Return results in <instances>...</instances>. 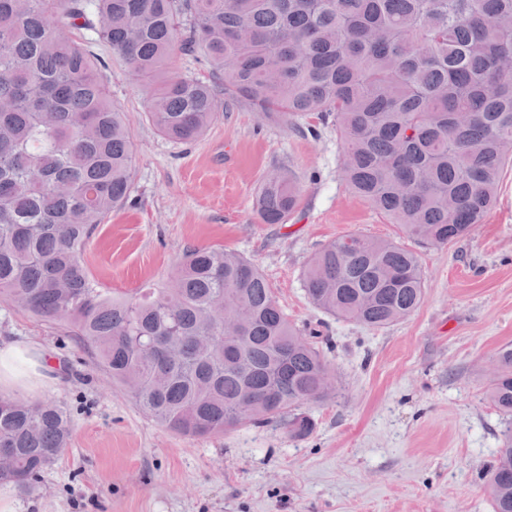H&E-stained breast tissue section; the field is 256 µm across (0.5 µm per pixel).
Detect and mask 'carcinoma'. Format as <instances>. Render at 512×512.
<instances>
[{
    "instance_id": "obj_1",
    "label": "carcinoma",
    "mask_w": 512,
    "mask_h": 512,
    "mask_svg": "<svg viewBox=\"0 0 512 512\" xmlns=\"http://www.w3.org/2000/svg\"><path fill=\"white\" fill-rule=\"evenodd\" d=\"M151 88L167 138L202 137L224 96L286 125L336 123L350 191L426 247L483 223L512 166V0H0V300L64 322L138 407L184 436L286 419L333 394L318 348L288 321L249 259L187 250L168 280L134 298L91 276L83 252L131 193L134 146L84 32ZM201 54L207 81L168 70ZM300 189L264 179L263 224H284ZM310 303L373 329L415 312L425 274L394 240L347 234L302 272ZM487 397L510 419L484 476L493 512H512V345ZM69 436L57 404L0 398V449L22 490Z\"/></svg>"
}]
</instances>
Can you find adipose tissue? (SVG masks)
<instances>
[{"mask_svg":"<svg viewBox=\"0 0 512 512\" xmlns=\"http://www.w3.org/2000/svg\"><path fill=\"white\" fill-rule=\"evenodd\" d=\"M43 350L34 343L0 340V394L36 392L52 383Z\"/></svg>","mask_w":512,"mask_h":512,"instance_id":"obj_1","label":"adipose tissue"}]
</instances>
